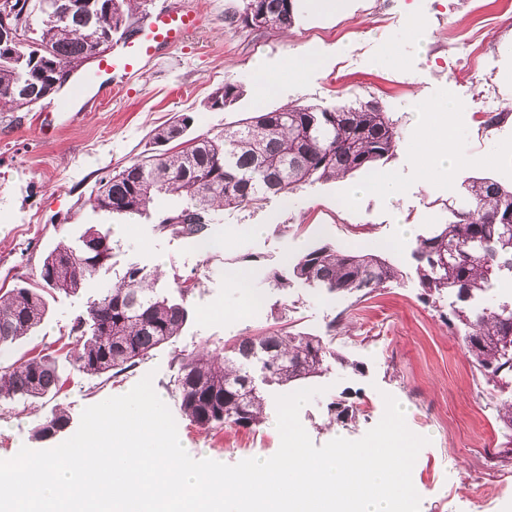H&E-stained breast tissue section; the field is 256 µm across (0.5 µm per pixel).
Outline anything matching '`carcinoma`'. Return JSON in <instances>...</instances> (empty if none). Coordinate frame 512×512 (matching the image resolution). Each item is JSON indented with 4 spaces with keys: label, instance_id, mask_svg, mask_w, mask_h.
<instances>
[{
    "label": "carcinoma",
    "instance_id": "obj_1",
    "mask_svg": "<svg viewBox=\"0 0 512 512\" xmlns=\"http://www.w3.org/2000/svg\"><path fill=\"white\" fill-rule=\"evenodd\" d=\"M78 0H15L14 24L29 34L23 53L0 40V111L29 109L52 98L63 86L58 68L94 57L112 43L128 22L145 14L147 0H95L105 15L99 24H85ZM295 0H243L242 11L224 17L225 28H247L244 16L263 14V29L285 32L295 22ZM38 32L33 37L31 33ZM241 94L226 83L208 98V107L222 110ZM190 120L179 118L154 130V143L179 141L178 151L165 150L131 162L97 183L91 205L129 218L148 217L161 198L174 204L158 212V228L195 240L212 241L215 214L227 208L256 204L269 195L287 196L300 187L343 178L372 168L388 158L400 133L387 113L371 102L333 110L315 105H287L261 111L217 136L184 139ZM468 204L456 220L419 240L416 257L425 292L456 291L467 302L494 286L498 273L512 272V186L477 178L468 188ZM112 260L110 232L87 228L76 248L58 244L43 259L40 282L0 294V352L28 335L44 320L45 290L76 294ZM293 276L317 282L331 292L354 293L398 278L387 260L330 244L313 248L293 266ZM160 274L132 265L112 287L90 302L88 317H78L68 338V354L83 374L102 376L136 366L152 350L180 334L187 309L182 304L196 287L191 278L174 280L181 302L157 287ZM455 317L469 331L463 347L484 375L493 381L512 376V307L459 310ZM261 364L264 380L286 385L318 376L329 360H342L322 338L292 332L244 337L220 356L207 350L177 357L179 409L203 430L226 426L254 428L263 424L266 404L244 365ZM65 380L50 354L19 358L0 366V400L27 401L60 391ZM68 415L55 411L35 431L50 439L65 431Z\"/></svg>",
    "mask_w": 512,
    "mask_h": 512
}]
</instances>
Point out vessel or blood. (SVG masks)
I'll return each instance as SVG.
<instances>
[{
  "label": "vessel or blood",
  "instance_id": "vessel-or-blood-1",
  "mask_svg": "<svg viewBox=\"0 0 512 512\" xmlns=\"http://www.w3.org/2000/svg\"><path fill=\"white\" fill-rule=\"evenodd\" d=\"M201 20L200 11L191 0H167L147 13L134 34L120 40L97 71L85 74L69 93L59 97L53 111L71 113L80 106L88 108L98 102L103 90L121 91L141 59L165 54L198 27Z\"/></svg>",
  "mask_w": 512,
  "mask_h": 512
}]
</instances>
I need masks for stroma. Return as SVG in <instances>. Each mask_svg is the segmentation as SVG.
Here are the masks:
<instances>
[{"mask_svg":"<svg viewBox=\"0 0 512 512\" xmlns=\"http://www.w3.org/2000/svg\"><path fill=\"white\" fill-rule=\"evenodd\" d=\"M197 2L200 27L98 107L74 117L51 113L46 103L28 112H0V288L38 282L44 256L61 242L77 246L87 227L112 232L109 271L79 294L48 292L44 323L8 353L15 359L48 349L66 384L34 403L0 401V457L21 443L33 450L57 446V439L34 437L53 411L79 425L85 407L127 393L147 375L193 458L234 464L271 457L280 446L273 401L287 387L264 385L269 406L259 428L206 431L180 416L176 357L286 327L330 338L341 356L314 379L321 395L300 410L315 446L361 438L381 420L384 397L392 395L409 429L430 439L412 471L420 512H512V431H505L494 401L512 390V381L486 382L465 356V326L446 323L461 306L456 291L426 296L415 258L420 238L453 221L469 180L512 185V23L492 20L488 60L466 72L459 48L448 40L466 37L493 0H350L347 13L332 20L298 13L286 35L225 31V15L241 11L242 0ZM412 13L421 19L420 31L406 25ZM309 54L317 56L316 67L304 79L289 78L285 62ZM259 60L279 74L277 94L255 95ZM227 83L240 86L241 96L224 109L208 108L211 92ZM451 98L458 105L452 152L460 165L448 175L423 176L425 161L410 145L424 126L440 120ZM367 101L387 112L401 133L389 158L367 172L303 186L287 202L271 196L221 211L212 229L222 245L212 253L159 231L156 218L131 220L93 210L88 202L102 176L152 149V131L175 116L192 117L189 135H216L255 112L289 103L331 109ZM493 113L500 116L494 123ZM388 174L401 188L395 197L354 195L355 187ZM327 243L383 256L400 276L361 298L293 279L295 260ZM132 265L161 269L163 288H173L178 278L198 279L186 301L188 320L136 366L108 379L81 374L59 340ZM233 267L249 270L246 287L228 283ZM277 274L287 278V287H274ZM254 296L260 306L251 305ZM337 402L357 408L355 419L334 422L330 407Z\"/></svg>","mask_w":512,"mask_h":512,"instance_id":"1","label":"stroma"}]
</instances>
